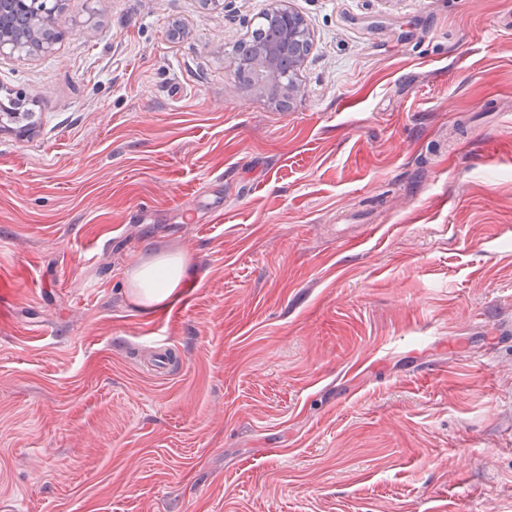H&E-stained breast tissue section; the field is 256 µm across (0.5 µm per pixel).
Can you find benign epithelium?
Here are the masks:
<instances>
[{
  "label": "benign epithelium",
  "mask_w": 512,
  "mask_h": 512,
  "mask_svg": "<svg viewBox=\"0 0 512 512\" xmlns=\"http://www.w3.org/2000/svg\"><path fill=\"white\" fill-rule=\"evenodd\" d=\"M61 0H0V12L9 9H26L33 13V25L28 34L30 40H38L40 30L47 25H55V13ZM268 20L278 26L282 39L277 44L259 48L257 56L252 60H231V71L234 74L249 72L257 79V88L264 91L271 82L278 83V88L290 96L297 93L299 86L295 78L279 75L277 64L280 55L291 45H299L310 41V33L304 18L288 6V0H273L268 11Z\"/></svg>",
  "instance_id": "obj_1"
}]
</instances>
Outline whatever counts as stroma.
I'll return each mask as SVG.
<instances>
[{
    "mask_svg": "<svg viewBox=\"0 0 512 512\" xmlns=\"http://www.w3.org/2000/svg\"><path fill=\"white\" fill-rule=\"evenodd\" d=\"M269 6L0 58V512H512V0H290L287 112L229 68ZM184 267L185 260L178 256L161 257L149 265L135 266L127 275L129 288L144 308H151L172 296Z\"/></svg>",
    "mask_w": 512,
    "mask_h": 512,
    "instance_id": "obj_1",
    "label": "stroma"
}]
</instances>
